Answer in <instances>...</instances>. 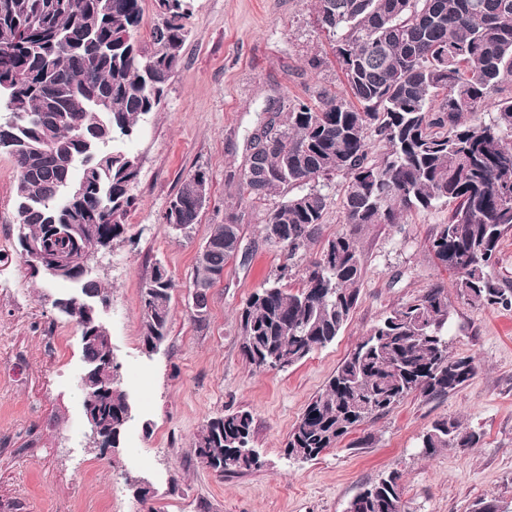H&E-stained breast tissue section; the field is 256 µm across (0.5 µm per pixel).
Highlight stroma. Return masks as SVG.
<instances>
[{"label": "stroma", "instance_id": "stroma-1", "mask_svg": "<svg viewBox=\"0 0 512 512\" xmlns=\"http://www.w3.org/2000/svg\"><path fill=\"white\" fill-rule=\"evenodd\" d=\"M190 9L181 62L160 105L124 144L140 163L128 230L89 261L109 298L100 317L131 404L116 456L90 440L80 330L52 305L75 286L33 276L21 257L16 172L0 155V512H347L364 487L392 473L410 512H470L482 497L511 503L512 307L476 309L452 291L454 273L429 249L447 205L362 231L358 304L333 343L285 371L245 361L239 310L264 281L302 286L308 264L343 228L344 184L330 181L319 237L288 259L262 232L271 201L242 195L247 139L266 123L285 124L295 101L342 94L344 79L311 0H190ZM198 169L209 178V203L183 237L163 214ZM230 213L245 254L225 268L198 319L189 305L195 256L211 225ZM158 263L174 290L168 335L149 353L141 292ZM286 263L292 269L279 278ZM436 285L449 291L451 350L473 358L475 375L440 399L408 396L316 460L288 459L289 432L361 337ZM240 409L254 416L260 464L221 478L200 463L194 442L211 417ZM446 417L480 431V444L424 455L423 435ZM139 478L153 490L145 505L134 495Z\"/></svg>", "mask_w": 512, "mask_h": 512}]
</instances>
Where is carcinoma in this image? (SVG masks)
I'll return each mask as SVG.
<instances>
[{"mask_svg":"<svg viewBox=\"0 0 512 512\" xmlns=\"http://www.w3.org/2000/svg\"><path fill=\"white\" fill-rule=\"evenodd\" d=\"M159 22L151 48L135 38L142 0H0V154L15 167L18 246L32 241L75 282L79 293L54 300L82 323L85 304L105 297L91 274L70 270L92 248H107L127 231L135 206L138 159L117 147L155 111L181 60L189 0H155ZM315 22L333 38L345 95L298 102L287 123L270 122L248 138L242 184L249 199L281 195L268 212L277 241L292 260L319 234L331 204L320 182L345 179L340 200L348 229L328 241L307 268L304 284L287 291L264 282L239 311L246 362L289 369L340 335L359 297L364 261L356 236L369 224H398L412 211L451 206L430 242L455 272L458 297L476 308L511 306L490 269L512 231V0H314ZM491 109L489 121L465 113ZM383 143L373 155L372 141ZM299 192L288 195V189ZM208 202V177L187 175L169 201L164 223L188 235ZM241 242L234 215L211 225L207 250L196 256L192 284L224 275ZM173 281L154 268L142 289V342L151 351L166 338ZM82 356L103 389L93 418L97 448L120 447L128 421L126 394L115 385L108 331L95 324ZM471 357H455L448 340V292L429 289L390 310L357 343L323 392L313 397L288 435V459L312 461L407 396L428 399L461 388L475 375ZM248 410L218 414L195 453L208 469L239 474L258 465ZM482 434L456 419L436 421L421 448L480 444ZM400 476L366 487L354 512H398ZM472 512H512L480 498Z\"/></svg>","mask_w":512,"mask_h":512,"instance_id":"cac0c4a2","label":"carcinoma"}]
</instances>
